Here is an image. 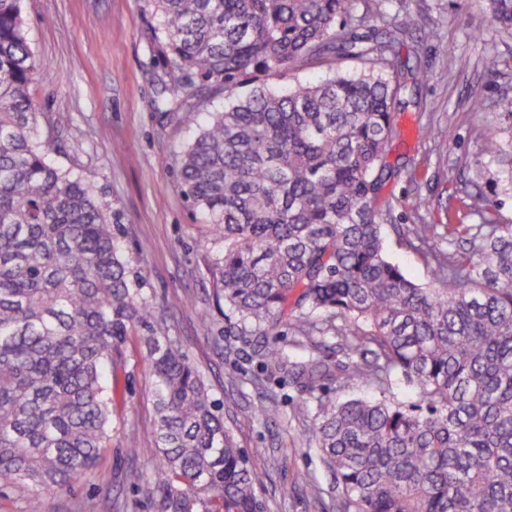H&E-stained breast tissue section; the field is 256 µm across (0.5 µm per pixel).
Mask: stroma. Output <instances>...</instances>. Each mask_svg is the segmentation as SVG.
Returning a JSON list of instances; mask_svg holds the SVG:
<instances>
[{"label": "stroma", "mask_w": 512, "mask_h": 512, "mask_svg": "<svg viewBox=\"0 0 512 512\" xmlns=\"http://www.w3.org/2000/svg\"><path fill=\"white\" fill-rule=\"evenodd\" d=\"M387 9L417 18L415 38L401 48L400 60L427 66L430 78L415 103L396 114L398 135L387 155L393 174L383 193L394 221L385 227V246L410 279L426 284L431 268L407 242L415 225L478 223L474 197L491 185L499 223L512 222L508 167L479 155L482 134L498 117L474 106L478 98L488 103L512 95V34L482 26L479 0H389ZM24 18L30 46L48 66L30 95L42 112L69 118L51 158L92 185L120 227L145 296L203 372L225 428L246 454L266 458L254 479L268 512H337L336 485L308 439L310 418L296 410L297 390L262 374L252 347L238 339L232 312H214L208 324L197 317L198 309H212L217 288L206 229L176 188V157L222 101H204L192 120L161 126L154 110L161 71L152 41L157 19L147 0H26ZM489 54L500 60L493 77L481 67ZM429 127L435 136H426ZM175 295L189 298V306L170 307ZM143 352L135 332L114 354L127 393L113 411L112 441L98 473L44 496L42 512H158L136 492L159 459ZM269 398L278 414L265 420L256 409ZM132 437L142 448L135 460L125 453Z\"/></svg>", "instance_id": "1"}]
</instances>
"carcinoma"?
<instances>
[{
  "mask_svg": "<svg viewBox=\"0 0 512 512\" xmlns=\"http://www.w3.org/2000/svg\"><path fill=\"white\" fill-rule=\"evenodd\" d=\"M23 0H0V487L39 497L98 469L112 441L113 352L137 328L153 378L160 462L141 480L159 512H267L198 368L130 278L119 227L90 184L56 166L29 95L43 73ZM157 16L161 120L209 113L181 153L179 194L211 242L213 277L243 336L281 326L341 337L347 360L255 356L316 401L312 436L340 512H512V224L483 198L481 224H418L422 287L390 262L381 191L407 77L397 48L415 18L358 15L354 0H149ZM512 31V0H484ZM359 67L348 71L342 61ZM307 66L332 75L284 91ZM500 128L481 151L509 154ZM474 249L449 255L446 244ZM413 387L396 396L393 381ZM353 383L376 398H334ZM327 77V73L322 68H307L293 73V75H284L283 78H274L270 80V86L275 90L287 89L298 82H307Z\"/></svg>",
  "mask_w": 512,
  "mask_h": 512,
  "instance_id": "obj_1",
  "label": "carcinoma"
}]
</instances>
